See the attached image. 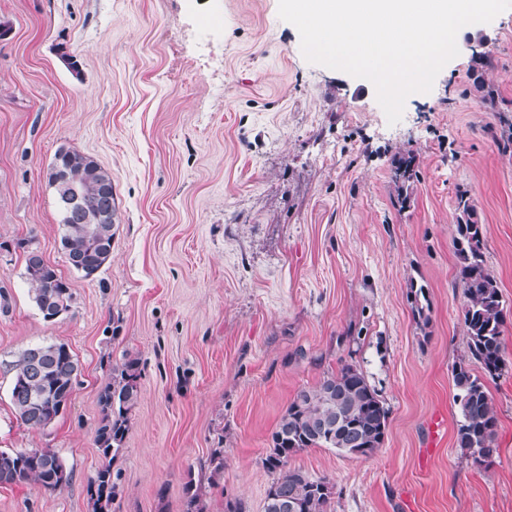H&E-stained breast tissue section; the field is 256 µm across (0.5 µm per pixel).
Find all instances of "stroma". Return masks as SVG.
<instances>
[{"instance_id":"1","label":"stroma","mask_w":512,"mask_h":512,"mask_svg":"<svg viewBox=\"0 0 512 512\" xmlns=\"http://www.w3.org/2000/svg\"><path fill=\"white\" fill-rule=\"evenodd\" d=\"M478 37L493 108L473 87ZM457 45L391 125L372 83L305 60L278 0H0V449L50 448L72 473L56 491L0 485V512H93L98 396L128 354L140 399L111 512H184L191 479L210 512L235 500L262 512L281 414L347 364L390 418L370 456L289 458L334 484L331 512H512V151L494 140L512 119V9L463 27ZM63 147L97 160L116 192L112 255L90 279L67 260L46 178ZM406 154L402 208L391 168ZM462 192L506 314L487 467L456 446L452 367L482 372L453 245ZM29 247L73 294L55 320L29 296ZM43 343L66 344L80 376L66 413L35 429L11 404L12 363Z\"/></svg>"}]
</instances>
